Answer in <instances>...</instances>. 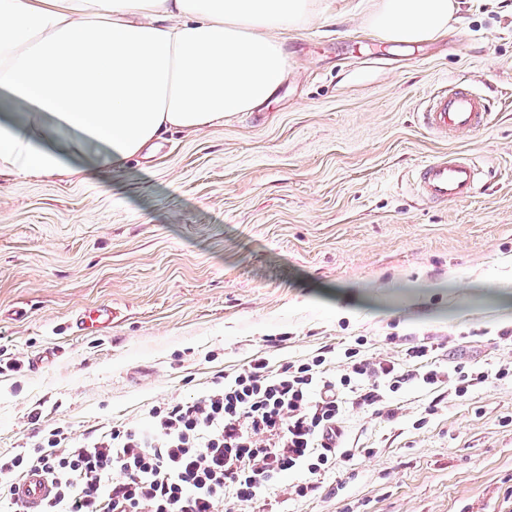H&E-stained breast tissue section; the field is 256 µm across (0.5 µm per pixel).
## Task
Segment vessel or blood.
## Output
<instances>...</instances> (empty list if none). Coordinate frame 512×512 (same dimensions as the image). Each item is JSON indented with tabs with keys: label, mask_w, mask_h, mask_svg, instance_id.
<instances>
[{
	"label": "vessel or blood",
	"mask_w": 512,
	"mask_h": 512,
	"mask_svg": "<svg viewBox=\"0 0 512 512\" xmlns=\"http://www.w3.org/2000/svg\"><path fill=\"white\" fill-rule=\"evenodd\" d=\"M421 125L433 135L451 140L461 134L482 131L491 118L488 99L476 93L466 80L458 79L431 95L418 114ZM417 197L425 204L443 206L480 194L487 184L479 160L466 152L444 151L422 160L412 173ZM113 310L103 304L79 314L77 330L93 331L111 324ZM52 494L50 482L33 472L22 482L19 497L26 512H39Z\"/></svg>",
	"instance_id": "1"
}]
</instances>
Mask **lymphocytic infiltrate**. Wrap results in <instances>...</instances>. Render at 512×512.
Wrapping results in <instances>:
<instances>
[{"label":"lymphocytic infiltrate","mask_w":512,"mask_h":512,"mask_svg":"<svg viewBox=\"0 0 512 512\" xmlns=\"http://www.w3.org/2000/svg\"><path fill=\"white\" fill-rule=\"evenodd\" d=\"M333 352L327 345L275 367L253 355L193 399L152 406L144 423L100 424L80 440L49 429L32 453L0 461V505H16L34 470L53 486L41 512H218L223 502L248 507L277 493L291 471L305 478L290 499L313 497L323 473L354 457L341 428L347 410L383 409L394 419L389 396L403 384L448 379L419 371L433 352L424 344L406 348V371L353 347L340 361Z\"/></svg>","instance_id":"1"}]
</instances>
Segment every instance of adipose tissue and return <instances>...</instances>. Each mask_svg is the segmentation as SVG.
<instances>
[{
  "label": "adipose tissue",
  "instance_id": "obj_1",
  "mask_svg": "<svg viewBox=\"0 0 512 512\" xmlns=\"http://www.w3.org/2000/svg\"><path fill=\"white\" fill-rule=\"evenodd\" d=\"M326 0H0V177L122 168L163 132L196 133L269 100L288 70L284 33ZM461 0H382L376 35L448 32Z\"/></svg>",
  "mask_w": 512,
  "mask_h": 512
}]
</instances>
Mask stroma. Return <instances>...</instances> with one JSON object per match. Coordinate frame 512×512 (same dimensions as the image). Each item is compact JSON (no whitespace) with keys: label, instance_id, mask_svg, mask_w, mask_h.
I'll return each instance as SVG.
<instances>
[{"label":"stroma","instance_id":"obj_1","mask_svg":"<svg viewBox=\"0 0 512 512\" xmlns=\"http://www.w3.org/2000/svg\"><path fill=\"white\" fill-rule=\"evenodd\" d=\"M288 35L276 94L222 125L166 133L150 158L86 180H0V456L38 432L145 421L257 352L271 363L326 345L401 363L435 345L440 370L512 363V0H464L445 36L371 31L378 0H335ZM465 78L492 103L488 127L453 140L419 121ZM443 150L491 170L474 198L432 207L411 174ZM109 304L102 334L71 322ZM270 336L285 345L266 348ZM399 417L344 419L353 461L313 498L270 512H512V382L456 396L415 380Z\"/></svg>","mask_w":512,"mask_h":512}]
</instances>
